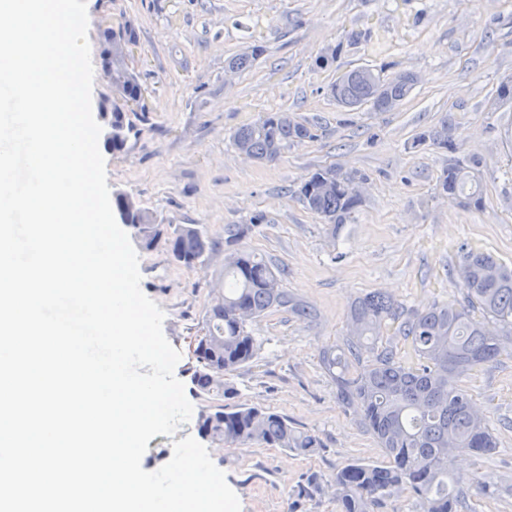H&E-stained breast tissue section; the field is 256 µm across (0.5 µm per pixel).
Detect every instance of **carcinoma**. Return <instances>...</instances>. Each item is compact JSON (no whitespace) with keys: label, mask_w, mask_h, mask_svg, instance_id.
Returning <instances> with one entry per match:
<instances>
[{"label":"carcinoma","mask_w":512,"mask_h":512,"mask_svg":"<svg viewBox=\"0 0 512 512\" xmlns=\"http://www.w3.org/2000/svg\"><path fill=\"white\" fill-rule=\"evenodd\" d=\"M102 51L121 43H135L126 26L101 33ZM262 54L259 46L236 55L227 66L244 71ZM117 100L136 101L142 87L125 56L112 50ZM364 68L347 72L348 79L331 85L336 101L357 107L369 104L378 112L395 109L414 83L403 74L378 79L377 92L362 76ZM112 153L127 149L129 125L120 105L112 107ZM315 134L287 112L269 113L239 127L232 143L257 161H275L290 142L312 140ZM431 141L453 154L456 142L441 131L418 133L412 148ZM360 173H342L334 167L319 169L304 179L298 190L302 203L320 215L331 233H338L360 205L354 184ZM474 181L470 167L459 160L448 163L439 179L449 194L464 192ZM117 211L127 212L126 224L136 230L146 249L165 248L174 261L193 268L213 249L198 228L178 225L168 231L148 212L128 200L115 199ZM458 276L466 292L462 304H435L423 311L408 310L383 292L358 297L347 314V332L336 348L323 351L321 360L336 384V400L353 410L384 452L381 462L353 460L336 471L334 485L340 512H376L388 498L407 494L415 512H465L475 478L448 473V456L467 453L488 457L499 448V439L486 416L474 405L459 379L476 368L495 362L512 351V267L492 255L463 247ZM286 307L311 316V310L282 288L278 269L269 261L245 251L224 260V299L206 311L203 338L193 351L192 381L198 394L232 399L234 387L224 375L251 363L262 342L249 324L271 310ZM480 312L478 320L474 312ZM498 328L490 330L484 319ZM394 326L393 336L382 339V329ZM410 345L417 363L408 366L398 352V341ZM200 434L227 446L259 442L309 456L322 447L320 438L293 427L288 419L258 406L213 404L199 417Z\"/></svg>","instance_id":"obj_1"}]
</instances>
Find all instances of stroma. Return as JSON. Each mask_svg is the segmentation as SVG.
<instances>
[{
  "mask_svg": "<svg viewBox=\"0 0 512 512\" xmlns=\"http://www.w3.org/2000/svg\"><path fill=\"white\" fill-rule=\"evenodd\" d=\"M94 72L91 103L111 97L101 33L131 25L132 65L143 95L121 154L105 153L111 191L130 194L164 225L191 224L214 251L189 269L164 248H141L142 292L163 309V332L181 353L175 368L196 414L190 344L224 285V257L237 248L277 265L282 285L313 311L281 309L257 320V358L232 372L237 403L276 412L322 448L299 456L254 443L209 445L241 512H339V468L384 453L353 411L336 400L323 350L341 343L350 303L373 290L412 309L462 301L459 248L468 245L512 266V0H86ZM261 46L248 70L226 62ZM367 66L381 78L417 82L399 106L349 109L330 94L338 75ZM270 112L313 126L315 139L284 146L275 161L240 154L232 135ZM449 123L460 161L478 160L482 205L439 187L448 154L415 133ZM361 172V204L331 233L298 195L316 169ZM250 230L235 245L229 231ZM500 442L495 456L450 458V471L476 476L473 512H512V356L462 377Z\"/></svg>",
  "mask_w": 512,
  "mask_h": 512,
  "instance_id": "stroma-1",
  "label": "stroma"
}]
</instances>
